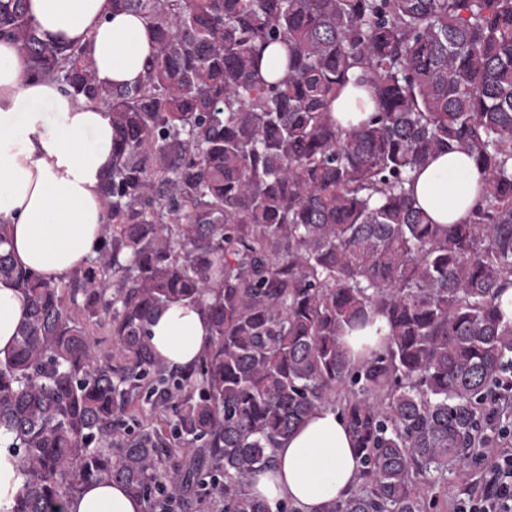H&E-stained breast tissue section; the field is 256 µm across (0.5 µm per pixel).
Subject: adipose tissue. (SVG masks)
I'll use <instances>...</instances> for the list:
<instances>
[{
	"label": "adipose tissue",
	"instance_id": "ef3b65f1",
	"mask_svg": "<svg viewBox=\"0 0 512 512\" xmlns=\"http://www.w3.org/2000/svg\"><path fill=\"white\" fill-rule=\"evenodd\" d=\"M41 36L88 50L98 80L108 86L140 80L153 52L148 21L116 12L112 0H30ZM345 128L374 110L369 92L348 83L330 104ZM112 166V123L103 105L76 100L51 80L29 75L14 44L0 40V222L9 226L14 262L63 284L93 256L106 220L100 194ZM483 188L473 157L441 152L418 169L410 185L416 203L437 224L464 220ZM28 298L0 281V357L25 320ZM160 360L191 366L212 341L206 311L173 305L151 326ZM361 469L349 432L336 411L321 409L281 440L271 467L251 479V492L269 505L286 501L299 512H327L355 489ZM63 512H144L120 484H91L62 500Z\"/></svg>",
	"mask_w": 512,
	"mask_h": 512
}]
</instances>
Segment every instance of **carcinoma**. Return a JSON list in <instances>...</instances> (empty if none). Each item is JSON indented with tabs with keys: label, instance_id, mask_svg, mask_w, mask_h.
I'll use <instances>...</instances> for the list:
<instances>
[{
	"label": "carcinoma",
	"instance_id": "obj_1",
	"mask_svg": "<svg viewBox=\"0 0 512 512\" xmlns=\"http://www.w3.org/2000/svg\"><path fill=\"white\" fill-rule=\"evenodd\" d=\"M149 22L143 79L101 84L86 52L45 42L27 0L0 38L34 77L104 105L112 171L101 243L64 288L15 265L27 319L0 358V447L21 487L0 512H62L120 483L145 512H272L249 480L310 414L350 430L357 487L328 512H426L421 486L486 439L512 370V0H112ZM286 49L282 77L262 55ZM355 80L377 109L342 129ZM484 176L461 224H433L412 174L438 152ZM202 306L212 343L162 363L150 326ZM383 347L342 337L373 316ZM107 321L112 348L92 326ZM170 433L138 420L141 389Z\"/></svg>",
	"mask_w": 512,
	"mask_h": 512
}]
</instances>
